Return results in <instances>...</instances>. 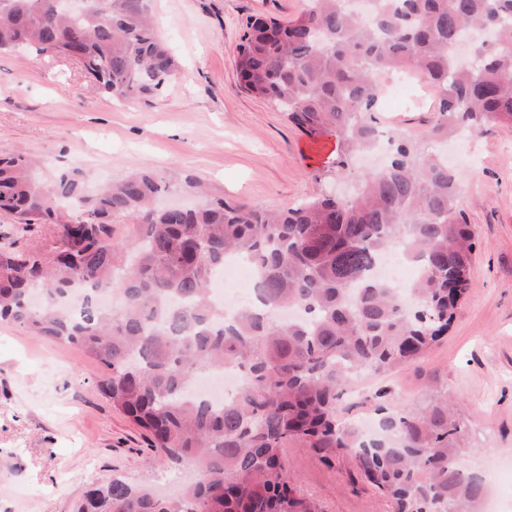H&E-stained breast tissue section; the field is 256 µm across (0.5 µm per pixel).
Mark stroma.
Returning <instances> with one entry per match:
<instances>
[{
	"label": "stroma",
	"mask_w": 512,
	"mask_h": 512,
	"mask_svg": "<svg viewBox=\"0 0 512 512\" xmlns=\"http://www.w3.org/2000/svg\"><path fill=\"white\" fill-rule=\"evenodd\" d=\"M301 0H152L178 72L158 98L119 102L69 60L0 54V152L42 161L39 177L82 171L90 186L128 169L190 175L231 204L281 208L331 185L339 137H308L239 86L236 59L252 18L293 17ZM433 97L414 92L382 124L422 139ZM462 206L481 243L447 334L416 363L375 376L394 408L447 393L472 469L502 470L491 499L512 512V126H496L459 155ZM51 255L52 226L0 212V244ZM102 366L81 349L0 322V512H71L91 483L120 475L156 485L169 470L95 385ZM297 488L323 512H392L345 464L326 466L305 443L285 450Z\"/></svg>",
	"instance_id": "35a3bbf8"
}]
</instances>
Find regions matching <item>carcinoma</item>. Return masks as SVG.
I'll return each instance as SVG.
<instances>
[{"instance_id": "cac0c4a2", "label": "carcinoma", "mask_w": 512, "mask_h": 512, "mask_svg": "<svg viewBox=\"0 0 512 512\" xmlns=\"http://www.w3.org/2000/svg\"><path fill=\"white\" fill-rule=\"evenodd\" d=\"M370 10L365 23L341 0H305L285 24L250 21L236 62L241 88L306 134L340 133L338 179L376 142L386 78L412 73L439 88L426 138L395 132L385 166L359 174L348 197L277 210L213 197L165 210L156 201L169 187L202 195V183L134 169L90 194L77 169L43 183L25 153L0 155V211L60 237L50 257L0 245V320L100 363L97 392L170 470L196 472L177 498L114 476L75 512H321L288 474L293 440L327 465L349 461L393 512H478L486 482L461 457L448 397L394 414L380 403L388 391H376L383 436L369 442L338 418V401L349 370L380 375L420 359L471 286L477 243L461 175L433 145L512 125V0H371ZM15 49L76 61L125 100L157 96L177 71L147 0L82 14L58 0H0V50ZM114 216L134 220L123 241ZM397 244L420 266L413 311L372 277ZM233 256L252 265L260 304L226 322L209 289ZM105 282L120 305L60 306ZM281 307L303 317L278 322ZM230 365L247 369L248 385L224 406L185 396L196 374Z\"/></svg>"}]
</instances>
